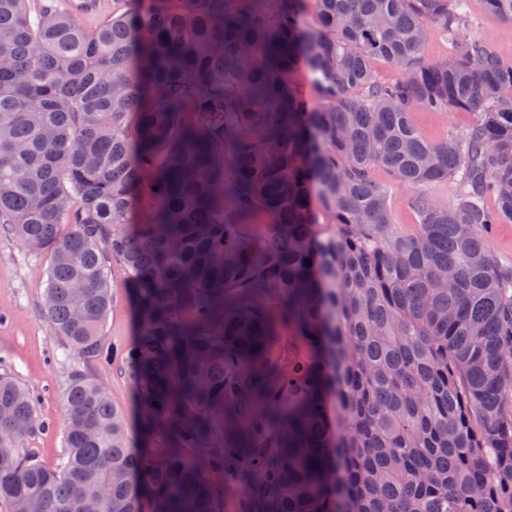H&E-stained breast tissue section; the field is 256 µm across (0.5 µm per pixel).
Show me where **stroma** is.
<instances>
[{
  "label": "stroma",
  "mask_w": 512,
  "mask_h": 512,
  "mask_svg": "<svg viewBox=\"0 0 512 512\" xmlns=\"http://www.w3.org/2000/svg\"><path fill=\"white\" fill-rule=\"evenodd\" d=\"M472 22L462 35L490 44L500 57L512 62V27L484 11L481 0H470ZM475 116L451 112L444 116L413 109L411 121L426 140L440 143L450 133L467 129ZM51 264L49 254H32L0 230V367L13 375L38 399V413L48 423L45 431L27 438L26 446L44 461H54L62 451L64 411L60 401L65 360L58 340L42 313V299ZM111 307L103 334L116 355L97 368L111 401L121 408L132 437H140L143 417L122 354L135 338L134 305L123 269L111 265Z\"/></svg>",
  "instance_id": "obj_1"
}]
</instances>
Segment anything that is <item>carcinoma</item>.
<instances>
[{
	"label": "carcinoma",
	"instance_id": "obj_1",
	"mask_svg": "<svg viewBox=\"0 0 512 512\" xmlns=\"http://www.w3.org/2000/svg\"><path fill=\"white\" fill-rule=\"evenodd\" d=\"M304 2L0 0V224L51 256L68 363L52 463L24 446L46 428L33 394L0 374L5 512H220L214 470L247 475L245 512H512V261L488 244L512 223V64L465 36L423 57L468 0ZM482 3L512 24V0ZM416 107L475 120L432 143ZM443 180L451 205L424 193ZM113 263L160 457L94 373ZM271 303L308 350L286 368ZM451 51V40L438 29L430 31L423 55L427 59H445ZM407 192L394 186L392 195V219L395 224H401L405 228H410L415 224L416 218L412 210L404 202Z\"/></svg>",
	"mask_w": 512,
	"mask_h": 512
}]
</instances>
